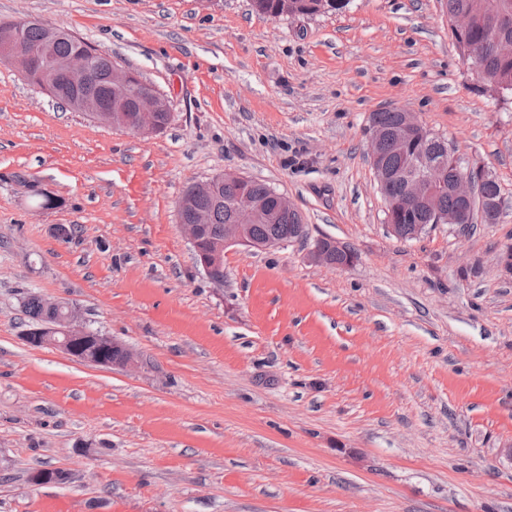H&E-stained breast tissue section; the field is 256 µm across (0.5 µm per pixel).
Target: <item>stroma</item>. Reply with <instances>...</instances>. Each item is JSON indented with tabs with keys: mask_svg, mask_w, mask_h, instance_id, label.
Here are the masks:
<instances>
[{
	"mask_svg": "<svg viewBox=\"0 0 512 512\" xmlns=\"http://www.w3.org/2000/svg\"><path fill=\"white\" fill-rule=\"evenodd\" d=\"M23 18L139 73L171 121L99 124L0 63V512H512V99L480 89L446 0H0ZM393 108L495 178L497 223L388 232L366 139ZM224 171L308 236L229 247L217 285L177 204ZM320 237L358 262H312ZM33 293L140 368L28 345ZM55 467L72 483H32ZM324 1V3H322ZM344 0H293L295 16H310L328 7L327 12L343 8Z\"/></svg>",
	"mask_w": 512,
	"mask_h": 512,
	"instance_id": "obj_1",
	"label": "stroma"
}]
</instances>
